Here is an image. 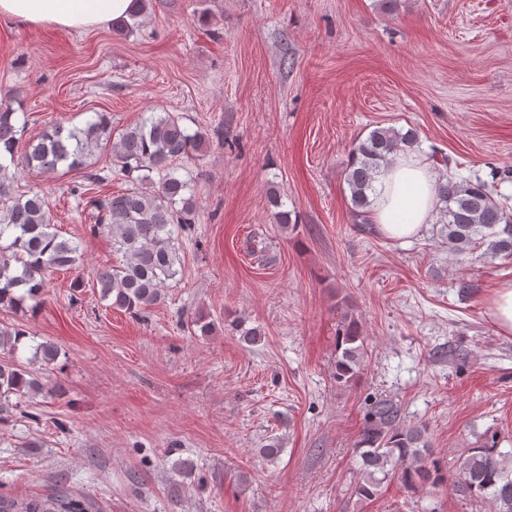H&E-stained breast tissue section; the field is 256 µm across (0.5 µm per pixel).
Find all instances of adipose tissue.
<instances>
[{
	"mask_svg": "<svg viewBox=\"0 0 512 512\" xmlns=\"http://www.w3.org/2000/svg\"><path fill=\"white\" fill-rule=\"evenodd\" d=\"M132 0H0V18L29 26L87 29L127 18ZM437 172L415 153H402L376 184L371 219L391 239H407L432 223Z\"/></svg>",
	"mask_w": 512,
	"mask_h": 512,
	"instance_id": "adipose-tissue-1",
	"label": "adipose tissue"
}]
</instances>
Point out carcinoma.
<instances>
[{
  "mask_svg": "<svg viewBox=\"0 0 512 512\" xmlns=\"http://www.w3.org/2000/svg\"><path fill=\"white\" fill-rule=\"evenodd\" d=\"M18 116L12 108L0 111V306L15 313L36 310L43 304L46 275L71 270L82 260L81 242L52 230L50 210L39 192L18 193L10 167L46 173L87 168L88 160L108 151L113 165L133 183L118 195L99 197L74 190L82 210L89 211L93 235L112 238L120 260L93 273L99 296L108 307L140 317L164 299L168 281L179 274L182 258L179 239L191 233L197 204L190 183L174 164L200 153L205 135L189 132L171 112H150L112 139V120L97 112L82 126L55 124L28 143L17 158ZM419 149L418 135L377 127L357 141L345 172L354 223L371 226V194L375 183L405 151ZM442 207L439 223L448 228V250L466 254L485 247L483 255L512 257V212L480 178L453 176L436 184ZM34 337L22 324L0 328V424L8 423L18 400L45 389L17 355L24 338ZM361 325L343 319L336 340L332 372L341 386L353 384L367 350ZM34 358L53 363L58 348L48 342L33 346ZM427 425H404L398 406L388 399L370 404L356 442L360 479L355 494L365 500L379 496L396 481L407 492L430 493L449 487L460 498L486 512H512V449L500 448L498 434H484L453 466L431 457ZM87 498L51 493L19 498L0 493V512H93Z\"/></svg>",
  "mask_w": 512,
  "mask_h": 512,
  "instance_id": "cac0c4a2",
  "label": "carcinoma"
}]
</instances>
